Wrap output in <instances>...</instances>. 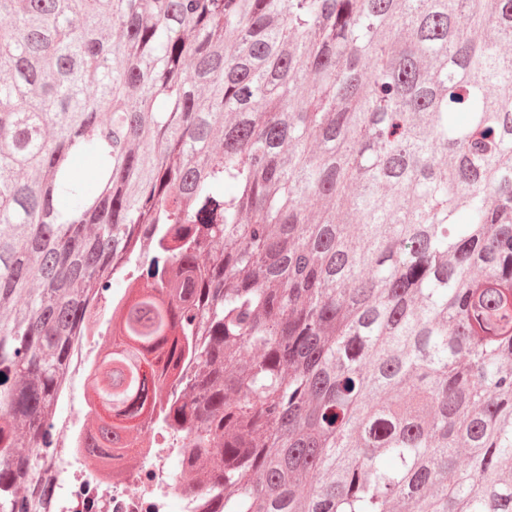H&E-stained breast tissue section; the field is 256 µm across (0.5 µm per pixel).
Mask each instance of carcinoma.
Segmentation results:
<instances>
[{"instance_id": "1", "label": "carcinoma", "mask_w": 512, "mask_h": 512, "mask_svg": "<svg viewBox=\"0 0 512 512\" xmlns=\"http://www.w3.org/2000/svg\"><path fill=\"white\" fill-rule=\"evenodd\" d=\"M102 299L216 512H512V0H0V512Z\"/></svg>"}]
</instances>
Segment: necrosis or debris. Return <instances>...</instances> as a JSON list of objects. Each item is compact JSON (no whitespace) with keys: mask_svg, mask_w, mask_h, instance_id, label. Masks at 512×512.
I'll list each match as a JSON object with an SVG mask.
<instances>
[{"mask_svg":"<svg viewBox=\"0 0 512 512\" xmlns=\"http://www.w3.org/2000/svg\"><path fill=\"white\" fill-rule=\"evenodd\" d=\"M90 403L73 414H50L53 440L41 454L30 477L27 503L38 512H167L171 500H179L181 512H210L207 501L188 488L183 469L182 435L148 425L156 447L112 461L111 477H104L95 457L85 454L91 435L86 422Z\"/></svg>","mask_w":512,"mask_h":512,"instance_id":"4bbe7bcc","label":"necrosis or debris"}]
</instances>
